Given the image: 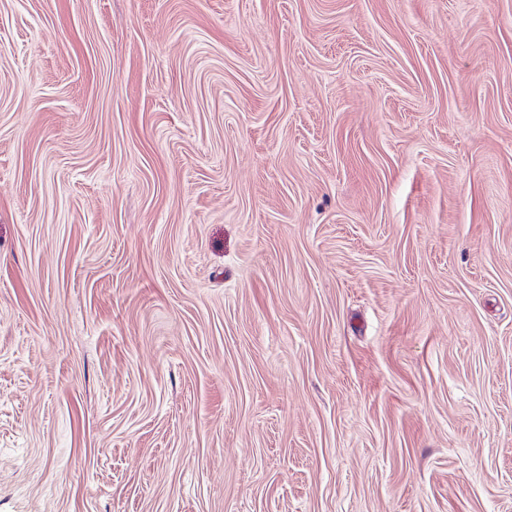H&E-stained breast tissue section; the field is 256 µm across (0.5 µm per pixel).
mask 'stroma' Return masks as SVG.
I'll list each match as a JSON object with an SVG mask.
<instances>
[{"label":"stroma","instance_id":"obj_1","mask_svg":"<svg viewBox=\"0 0 512 512\" xmlns=\"http://www.w3.org/2000/svg\"><path fill=\"white\" fill-rule=\"evenodd\" d=\"M0 512H512V0H0Z\"/></svg>","mask_w":512,"mask_h":512}]
</instances>
